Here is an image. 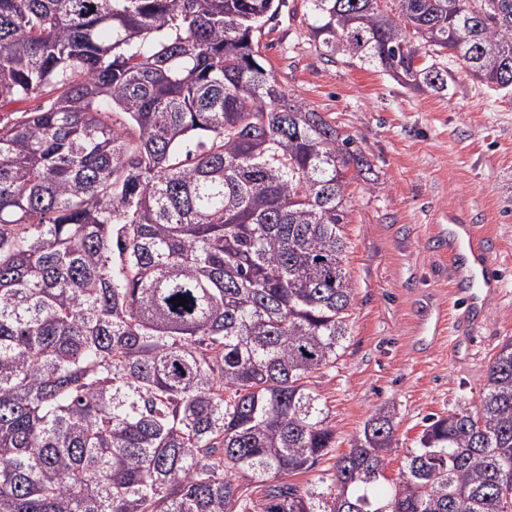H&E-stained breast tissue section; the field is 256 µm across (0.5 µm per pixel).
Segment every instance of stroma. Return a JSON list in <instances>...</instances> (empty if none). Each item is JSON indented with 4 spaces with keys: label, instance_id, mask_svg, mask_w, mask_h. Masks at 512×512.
I'll return each mask as SVG.
<instances>
[{
    "label": "stroma",
    "instance_id": "35a3bbf8",
    "mask_svg": "<svg viewBox=\"0 0 512 512\" xmlns=\"http://www.w3.org/2000/svg\"><path fill=\"white\" fill-rule=\"evenodd\" d=\"M303 0H285L258 37L282 89L351 136L373 165L350 187L347 271L355 286L348 348L314 383L346 453L381 403L394 402L404 451L429 416L478 405L488 366L512 338V93L489 92L462 68L447 89L412 91L376 68L333 63L309 37ZM487 236L499 285L466 336L453 321V267L437 241L451 222Z\"/></svg>",
    "mask_w": 512,
    "mask_h": 512
}]
</instances>
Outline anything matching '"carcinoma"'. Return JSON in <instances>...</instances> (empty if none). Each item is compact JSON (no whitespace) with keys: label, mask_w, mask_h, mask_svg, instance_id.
Listing matches in <instances>:
<instances>
[{"label":"carcinoma","mask_w":512,"mask_h":512,"mask_svg":"<svg viewBox=\"0 0 512 512\" xmlns=\"http://www.w3.org/2000/svg\"><path fill=\"white\" fill-rule=\"evenodd\" d=\"M395 2L306 0L305 21L406 87L459 64L512 90V0ZM282 6L0 0V109L48 100L0 119V512H512V338L395 488L388 403L333 487L290 481L336 444L311 379L347 349L371 163L262 65Z\"/></svg>","instance_id":"obj_1"}]
</instances>
